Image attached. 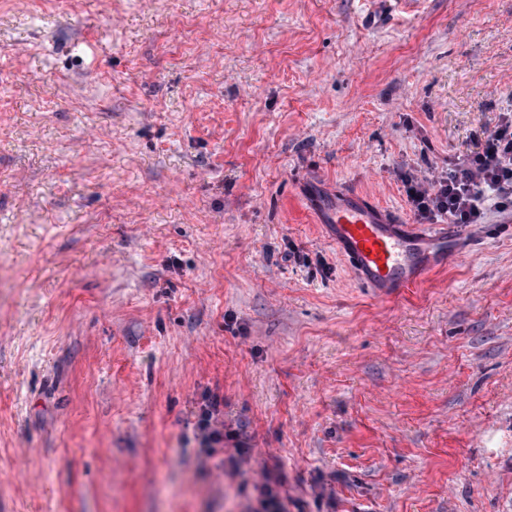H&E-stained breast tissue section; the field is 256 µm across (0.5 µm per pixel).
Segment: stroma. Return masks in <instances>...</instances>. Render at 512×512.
Instances as JSON below:
<instances>
[{
  "mask_svg": "<svg viewBox=\"0 0 512 512\" xmlns=\"http://www.w3.org/2000/svg\"><path fill=\"white\" fill-rule=\"evenodd\" d=\"M509 113L512 0H0V512H512V210L386 300L317 213ZM218 406L219 403L217 399L209 401L204 409H202L198 422V427L202 431V443L207 447L206 450L208 452H214L216 450L214 445L224 442V435L218 430L210 428L211 420L214 413L218 411Z\"/></svg>",
  "mask_w": 512,
  "mask_h": 512,
  "instance_id": "obj_1",
  "label": "stroma"
}]
</instances>
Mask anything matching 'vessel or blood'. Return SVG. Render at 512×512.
<instances>
[{"instance_id": "b4317fda", "label": "vessel or blood", "mask_w": 512, "mask_h": 512, "mask_svg": "<svg viewBox=\"0 0 512 512\" xmlns=\"http://www.w3.org/2000/svg\"><path fill=\"white\" fill-rule=\"evenodd\" d=\"M319 222L357 279L377 295L384 297L419 281L422 271L415 266V255L429 233L391 222L386 209L364 194L337 195Z\"/></svg>"}]
</instances>
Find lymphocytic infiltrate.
Segmentation results:
<instances>
[{"instance_id": "1", "label": "lymphocytic infiltrate", "mask_w": 512, "mask_h": 512, "mask_svg": "<svg viewBox=\"0 0 512 512\" xmlns=\"http://www.w3.org/2000/svg\"><path fill=\"white\" fill-rule=\"evenodd\" d=\"M406 194L423 219L473 224L486 205L512 206V120H504L479 150L450 160L436 183L407 184Z\"/></svg>"}]
</instances>
